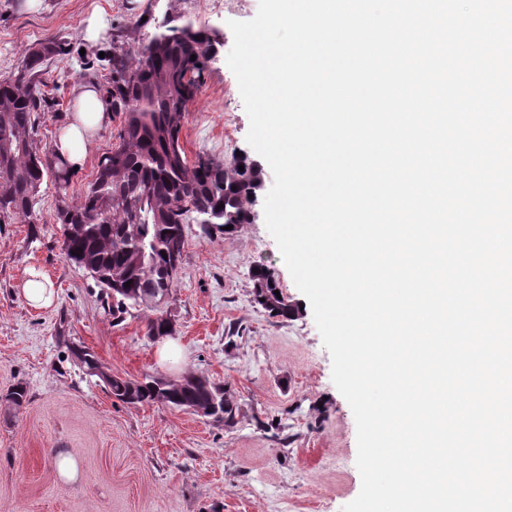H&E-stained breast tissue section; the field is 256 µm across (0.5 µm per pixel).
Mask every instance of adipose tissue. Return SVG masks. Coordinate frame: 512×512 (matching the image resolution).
<instances>
[{
    "label": "adipose tissue",
    "mask_w": 512,
    "mask_h": 512,
    "mask_svg": "<svg viewBox=\"0 0 512 512\" xmlns=\"http://www.w3.org/2000/svg\"><path fill=\"white\" fill-rule=\"evenodd\" d=\"M75 110L53 145L54 154L70 166L81 165L94 148L98 132L112 120V102L97 85L79 84Z\"/></svg>",
    "instance_id": "obj_1"
}]
</instances>
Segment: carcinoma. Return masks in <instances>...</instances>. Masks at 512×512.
Listing matches in <instances>:
<instances>
[{"label":"carcinoma","instance_id":"1","mask_svg":"<svg viewBox=\"0 0 512 512\" xmlns=\"http://www.w3.org/2000/svg\"><path fill=\"white\" fill-rule=\"evenodd\" d=\"M68 54L64 43L42 40L0 79V224L39 223L38 198L47 178L62 191L69 185L71 167L38 142L39 114L50 109L40 75L46 62ZM216 54L209 32L180 13L166 14L163 22L138 19L113 35L112 51L104 54L109 74L103 88L112 111L124 116L118 143L101 156L83 195L74 202L64 196L57 208L66 258L106 290L112 319L122 320L131 309L146 313L149 336L175 333L164 306L183 259L185 225L200 224L208 237L230 235L249 223L259 189L260 168L248 157L226 161L199 153L191 163L180 145L183 119ZM252 281L253 295L266 300L269 315L298 314L288 296L274 294L281 286L270 268L257 267ZM67 349L85 375L98 378L124 404L202 409L216 426L236 423L233 393L207 376L114 379L100 373L90 349L75 343Z\"/></svg>","mask_w":512,"mask_h":512}]
</instances>
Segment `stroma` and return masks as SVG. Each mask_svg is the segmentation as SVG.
I'll list each match as a JSON object with an SVG mask.
<instances>
[{"instance_id":"35a3bbf8","label":"stroma","mask_w":512,"mask_h":512,"mask_svg":"<svg viewBox=\"0 0 512 512\" xmlns=\"http://www.w3.org/2000/svg\"><path fill=\"white\" fill-rule=\"evenodd\" d=\"M258 6L249 0L234 16L224 0H42L34 11L0 0V77L29 45L47 38L68 43L70 54L44 75L51 108L40 115V145L52 149L74 88L104 81L103 70L88 66L85 56L108 51L112 41H84L85 18L101 10L117 31L175 10L219 42L182 124L188 158L205 152L255 161L227 56L229 20H250ZM122 121L114 114L102 130L72 177L68 198L80 197L94 179ZM57 203L55 189L42 190L39 224H0V399L15 385L28 389L21 408L0 403V512H342L361 490L355 418L332 381L309 301L266 227L263 200L251 207L254 222L228 236L209 238L199 225H187L183 263L166 305L176 321L177 353L166 361L148 339L143 312L130 310L114 323L100 288L66 259ZM260 264L297 303V317L273 318L254 303L250 271ZM32 267L52 284V307H31L20 295ZM70 342L90 348L105 371L125 378L208 376L233 392L237 422L218 428L162 404L116 401L66 356ZM62 455L76 459L77 482L61 481Z\"/></svg>"}]
</instances>
